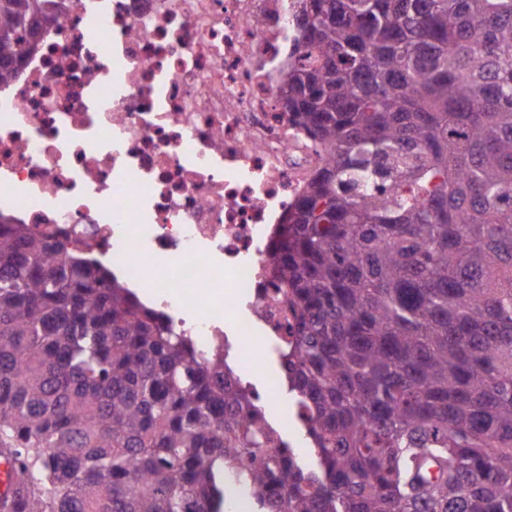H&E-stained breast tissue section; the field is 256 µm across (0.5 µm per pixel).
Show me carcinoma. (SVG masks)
<instances>
[{"mask_svg":"<svg viewBox=\"0 0 512 512\" xmlns=\"http://www.w3.org/2000/svg\"><path fill=\"white\" fill-rule=\"evenodd\" d=\"M0 0V78L34 6ZM288 111L329 154L270 248L299 464L224 353L0 221L12 512H512V0H304Z\"/></svg>","mask_w":512,"mask_h":512,"instance_id":"cac0c4a2","label":"carcinoma"}]
</instances>
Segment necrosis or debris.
Returning a JSON list of instances; mask_svg holds the SVG:
<instances>
[{
    "label": "necrosis or debris",
    "instance_id": "4bbe7bcc",
    "mask_svg": "<svg viewBox=\"0 0 512 512\" xmlns=\"http://www.w3.org/2000/svg\"><path fill=\"white\" fill-rule=\"evenodd\" d=\"M0 84V215L111 266L201 352L294 321L271 241L325 165L279 87L296 0H52Z\"/></svg>",
    "mask_w": 512,
    "mask_h": 512
}]
</instances>
